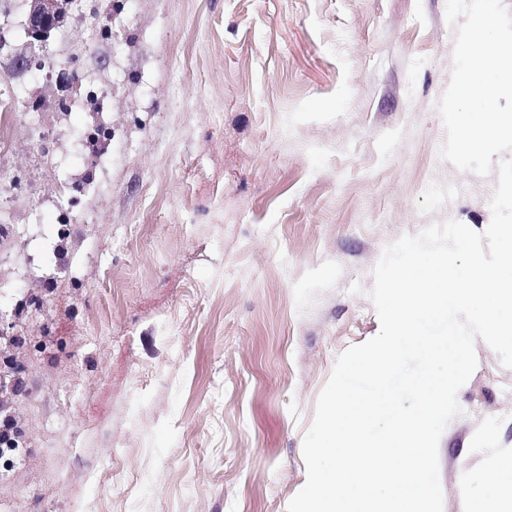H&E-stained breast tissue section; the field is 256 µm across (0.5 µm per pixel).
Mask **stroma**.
<instances>
[{
    "instance_id": "obj_1",
    "label": "stroma",
    "mask_w": 512,
    "mask_h": 512,
    "mask_svg": "<svg viewBox=\"0 0 512 512\" xmlns=\"http://www.w3.org/2000/svg\"><path fill=\"white\" fill-rule=\"evenodd\" d=\"M112 2L16 75L27 3L0 0V312L51 291L0 512H287L386 247L492 218L496 174L440 155L446 0H125L121 37ZM475 354L443 512L512 459V368Z\"/></svg>"
}]
</instances>
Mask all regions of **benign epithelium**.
<instances>
[{
  "mask_svg": "<svg viewBox=\"0 0 512 512\" xmlns=\"http://www.w3.org/2000/svg\"><path fill=\"white\" fill-rule=\"evenodd\" d=\"M29 8L23 24L28 51L14 56L17 72L25 73L46 59V49L53 32L67 21L68 12L61 0H28Z\"/></svg>",
  "mask_w": 512,
  "mask_h": 512,
  "instance_id": "7a95c632",
  "label": "benign epithelium"
}]
</instances>
